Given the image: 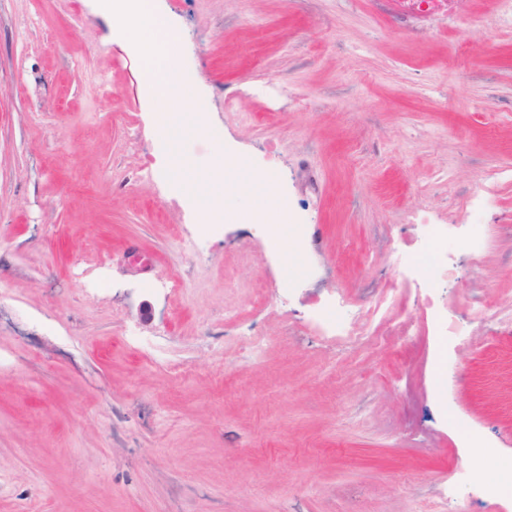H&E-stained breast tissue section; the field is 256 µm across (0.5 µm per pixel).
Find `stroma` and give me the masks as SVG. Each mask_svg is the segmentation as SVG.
Returning a JSON list of instances; mask_svg holds the SVG:
<instances>
[{"label": "stroma", "instance_id": "1", "mask_svg": "<svg viewBox=\"0 0 512 512\" xmlns=\"http://www.w3.org/2000/svg\"><path fill=\"white\" fill-rule=\"evenodd\" d=\"M97 3L0 0V512H487L439 493L459 427L512 464V331L486 316L512 313L504 0H154L219 133L179 152L272 174L297 225L246 193L215 225L188 207ZM493 176L484 246L440 290L471 329L443 367L399 259ZM296 231L304 255L271 252ZM334 292L359 342L309 328Z\"/></svg>", "mask_w": 512, "mask_h": 512}]
</instances>
